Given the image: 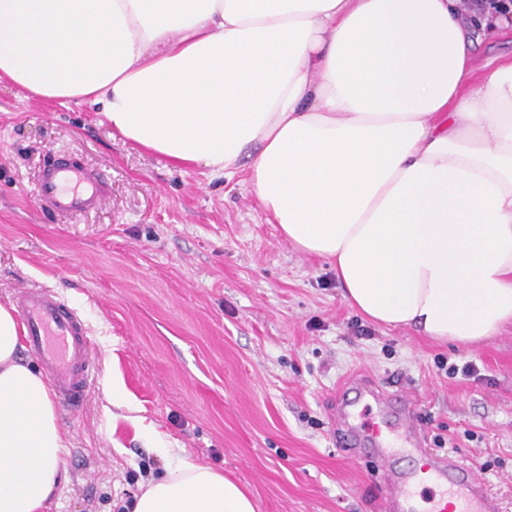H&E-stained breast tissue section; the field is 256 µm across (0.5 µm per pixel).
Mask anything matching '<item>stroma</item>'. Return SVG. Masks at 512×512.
<instances>
[{
	"mask_svg": "<svg viewBox=\"0 0 512 512\" xmlns=\"http://www.w3.org/2000/svg\"><path fill=\"white\" fill-rule=\"evenodd\" d=\"M51 153L100 172L111 191L98 210L41 204ZM246 178L131 147L87 105L0 87V299L54 290L86 321L94 367L84 406L58 411L67 480L51 512H118L183 456L223 470L256 512H382L377 459L333 435L336 390L356 374L416 394L429 445L512 512V326L454 348L370 324ZM470 360L481 380L449 374Z\"/></svg>",
	"mask_w": 512,
	"mask_h": 512,
	"instance_id": "1",
	"label": "stroma"
}]
</instances>
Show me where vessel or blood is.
<instances>
[{
	"mask_svg": "<svg viewBox=\"0 0 512 512\" xmlns=\"http://www.w3.org/2000/svg\"><path fill=\"white\" fill-rule=\"evenodd\" d=\"M107 194L108 185L100 174L76 159L50 157L40 173L38 196L58 214L95 210ZM15 305L27 345L38 356L56 399L69 410L80 409L93 381L88 331L81 317L45 288L21 291ZM337 394L336 441L340 447L378 457L387 487L384 512H499L496 499L478 491V474L471 465L452 453L429 448L419 427V399L387 394L359 374L346 380ZM373 406L381 412L380 422L369 427L356 424L358 408ZM394 429L400 430L408 448L419 456L418 468H394L393 451L385 443Z\"/></svg>",
	"mask_w": 512,
	"mask_h": 512,
	"instance_id": "b4317fda",
	"label": "vessel or blood"
}]
</instances>
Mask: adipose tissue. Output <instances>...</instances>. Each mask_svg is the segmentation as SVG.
<instances>
[{"instance_id":"1","label":"adipose tissue","mask_w":512,"mask_h":512,"mask_svg":"<svg viewBox=\"0 0 512 512\" xmlns=\"http://www.w3.org/2000/svg\"><path fill=\"white\" fill-rule=\"evenodd\" d=\"M512 32L476 0H0V83L86 103L169 161L231 174L372 323L469 347L512 324ZM0 303V512H48L66 436ZM130 512H256L180 458ZM512 34L500 37L496 40H480L473 49V63L481 69L486 63L511 57Z\"/></svg>"}]
</instances>
